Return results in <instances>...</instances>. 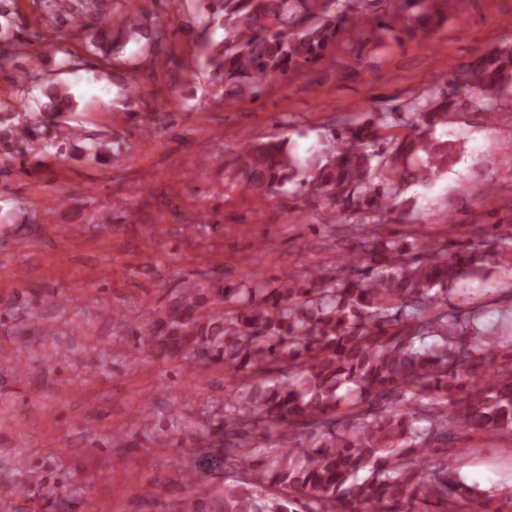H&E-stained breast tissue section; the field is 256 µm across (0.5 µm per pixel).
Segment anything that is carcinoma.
<instances>
[{
  "mask_svg": "<svg viewBox=\"0 0 512 512\" xmlns=\"http://www.w3.org/2000/svg\"><path fill=\"white\" fill-rule=\"evenodd\" d=\"M402 0L400 14L426 28L440 7ZM47 17L77 24L101 14L99 0H43ZM203 19L224 31L207 58L224 94L257 98L289 72L313 67L336 46L348 16L340 0H207ZM125 38H155L157 25L125 24ZM362 40H380L385 21ZM451 92L425 101L410 131L386 138L388 116L340 125L306 163L286 139L248 140L234 173L261 201L296 180L307 204L336 224L357 222L359 242L336 273L286 272L271 282L184 283L144 331L161 359L224 368L234 396L203 433L221 449L206 468L224 469L208 512H499L512 490H483L461 475L457 435L512 440V340L480 325L485 310L448 306L460 283L487 280V262L512 268V244L411 240L378 232L403 187L448 168V143L428 132L448 124L459 96L484 112L512 99V47L500 46L448 78ZM31 121L0 130L26 157L40 129L72 107L62 85ZM386 149H375L380 139Z\"/></svg>",
  "mask_w": 512,
  "mask_h": 512,
  "instance_id": "cac0c4a2",
  "label": "carcinoma"
}]
</instances>
